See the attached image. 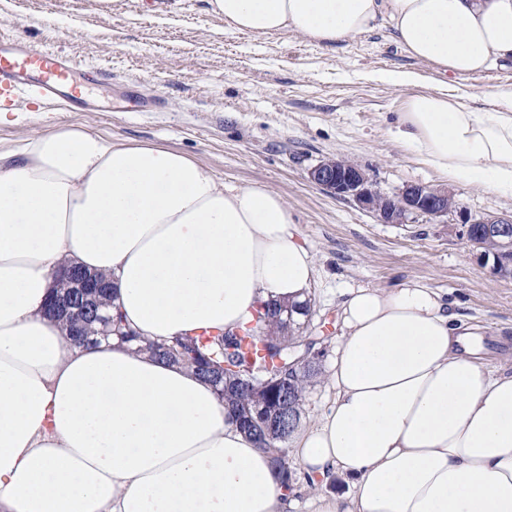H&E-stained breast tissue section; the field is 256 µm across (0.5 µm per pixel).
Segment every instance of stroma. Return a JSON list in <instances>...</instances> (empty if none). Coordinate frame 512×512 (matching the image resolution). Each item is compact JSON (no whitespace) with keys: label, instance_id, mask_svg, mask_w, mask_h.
I'll use <instances>...</instances> for the list:
<instances>
[{"label":"stroma","instance_id":"1","mask_svg":"<svg viewBox=\"0 0 512 512\" xmlns=\"http://www.w3.org/2000/svg\"><path fill=\"white\" fill-rule=\"evenodd\" d=\"M0 33L61 51L87 67L111 69L112 85L74 80L108 112H70L62 103L18 109L0 124V148L39 132L84 126L115 142H149L207 166L225 184L264 183L291 210L297 238L312 251V314L299 333L320 338L327 368L339 334L338 304L352 288H394L415 279L443 296L456 322L480 329L488 368L512 367V278L480 265L460 225L410 217L384 224L352 200L309 179L321 160L359 167L381 191L410 183L450 188L474 215L510 214L512 197L447 184L396 136L410 89L383 74L415 72L437 85L426 64L399 50L380 28L329 46L288 32L229 31L208 0H0ZM468 102L493 108L512 89V63L453 79Z\"/></svg>","mask_w":512,"mask_h":512}]
</instances>
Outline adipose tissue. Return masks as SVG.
<instances>
[{"mask_svg":"<svg viewBox=\"0 0 512 512\" xmlns=\"http://www.w3.org/2000/svg\"><path fill=\"white\" fill-rule=\"evenodd\" d=\"M237 32L333 44L378 28L442 77L512 62V0H209ZM411 87L398 135L451 183L512 195V90L494 109ZM286 200L225 185L196 159L59 127L0 151V512H512V372L420 281L354 288L326 384L295 433L307 476L284 493L267 454L191 371L79 346L44 313L65 264L105 275L129 327L160 341L233 330L301 302L316 273Z\"/></svg>","mask_w":512,"mask_h":512,"instance_id":"adipose-tissue-1","label":"adipose tissue"}]
</instances>
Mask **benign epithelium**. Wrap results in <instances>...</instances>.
<instances>
[{"label":"benign epithelium","instance_id":"obj_1","mask_svg":"<svg viewBox=\"0 0 512 512\" xmlns=\"http://www.w3.org/2000/svg\"><path fill=\"white\" fill-rule=\"evenodd\" d=\"M309 179L324 191L338 197L353 199L360 208L374 214L384 224H402L411 215H425L440 219L448 215L456 218L463 227V235L476 250V258L486 264L493 261L492 270L499 269V258L480 250L481 243L470 238L473 224H485L501 234L503 245L512 254V217L487 214L475 216L460 206L452 192L413 183L396 195H387L378 190L359 168L340 159L323 160L309 171ZM58 281L65 282V290L56 292L48 304V312L82 318L85 312L95 307L108 306V301L97 297L96 277L73 267L58 275ZM291 392L288 385H282L273 406L267 408L254 420L241 422L242 427L260 426L268 435L281 434L296 423L292 413Z\"/></svg>","mask_w":512,"mask_h":512}]
</instances>
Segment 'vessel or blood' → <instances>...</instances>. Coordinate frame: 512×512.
Here are the masks:
<instances>
[{
  "label": "vessel or blood",
  "mask_w": 512,
  "mask_h": 512,
  "mask_svg": "<svg viewBox=\"0 0 512 512\" xmlns=\"http://www.w3.org/2000/svg\"><path fill=\"white\" fill-rule=\"evenodd\" d=\"M77 68V62L68 54L1 37L0 110L13 108L24 98L59 100L73 108L89 109V101L73 86Z\"/></svg>",
  "instance_id": "obj_1"
}]
</instances>
